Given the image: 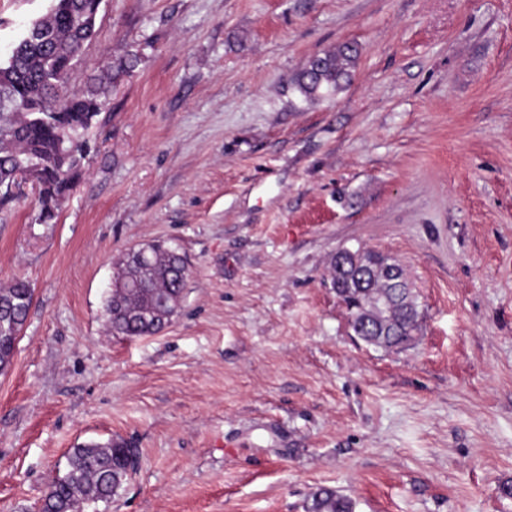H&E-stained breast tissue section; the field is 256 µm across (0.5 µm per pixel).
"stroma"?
I'll return each mask as SVG.
<instances>
[{
  "label": "stroma",
  "instance_id": "35a3bbf8",
  "mask_svg": "<svg viewBox=\"0 0 512 512\" xmlns=\"http://www.w3.org/2000/svg\"><path fill=\"white\" fill-rule=\"evenodd\" d=\"M51 0H0L6 59ZM345 88L293 79L342 43ZM57 218L0 210V286L32 304L0 373V512L72 448L139 462L98 512H512V0H102L72 69L129 58ZM192 271L155 336L105 333L127 249ZM406 269L415 342L357 340L338 249ZM306 512H355V502L339 491L320 487L312 493Z\"/></svg>",
  "mask_w": 512,
  "mask_h": 512
}]
</instances>
